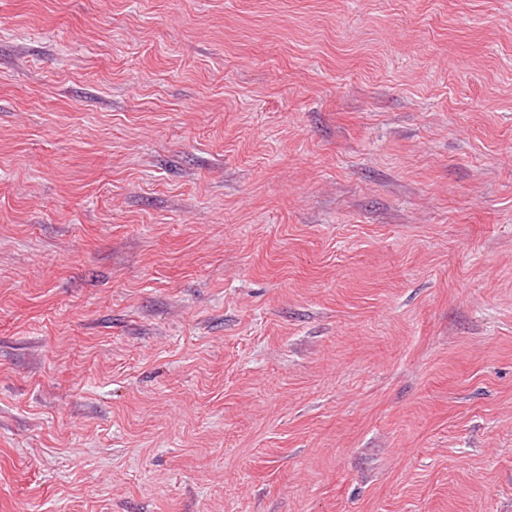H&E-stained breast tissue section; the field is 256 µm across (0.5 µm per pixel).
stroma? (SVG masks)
<instances>
[{
	"instance_id": "obj_1",
	"label": "stroma",
	"mask_w": 512,
	"mask_h": 512,
	"mask_svg": "<svg viewBox=\"0 0 512 512\" xmlns=\"http://www.w3.org/2000/svg\"><path fill=\"white\" fill-rule=\"evenodd\" d=\"M0 512H512V0H0Z\"/></svg>"
}]
</instances>
